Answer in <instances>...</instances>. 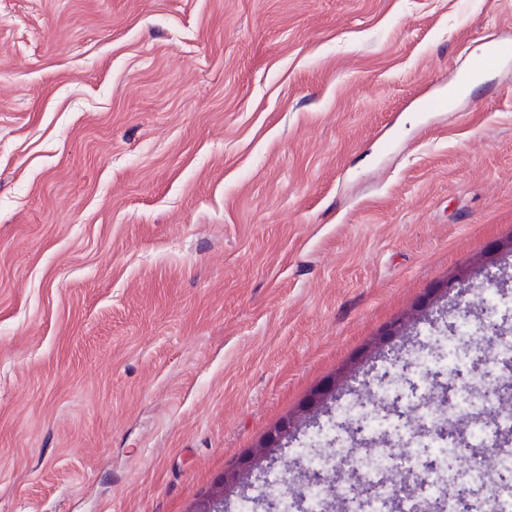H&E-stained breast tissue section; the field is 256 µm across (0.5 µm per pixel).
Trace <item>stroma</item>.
<instances>
[{"label":"stroma","mask_w":512,"mask_h":512,"mask_svg":"<svg viewBox=\"0 0 512 512\" xmlns=\"http://www.w3.org/2000/svg\"><path fill=\"white\" fill-rule=\"evenodd\" d=\"M512 0H0V512H192L512 237Z\"/></svg>","instance_id":"obj_1"}]
</instances>
